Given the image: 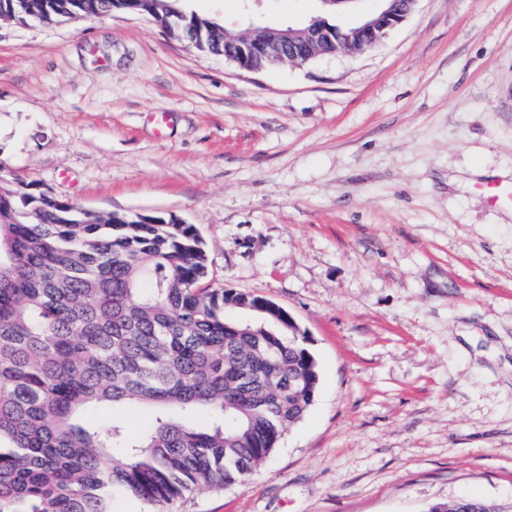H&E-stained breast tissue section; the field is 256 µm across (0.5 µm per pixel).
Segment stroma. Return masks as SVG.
<instances>
[{
    "mask_svg": "<svg viewBox=\"0 0 512 512\" xmlns=\"http://www.w3.org/2000/svg\"><path fill=\"white\" fill-rule=\"evenodd\" d=\"M236 30L319 0H191ZM0 166L194 225L211 287L288 311L319 367L272 456L168 512L512 503V0H418L379 44L248 72L151 20L0 18Z\"/></svg>",
    "mask_w": 512,
    "mask_h": 512,
    "instance_id": "1",
    "label": "stroma"
}]
</instances>
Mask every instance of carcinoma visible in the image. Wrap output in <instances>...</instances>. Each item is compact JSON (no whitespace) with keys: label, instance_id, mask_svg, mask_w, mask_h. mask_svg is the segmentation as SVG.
<instances>
[{"label":"carcinoma","instance_id":"1","mask_svg":"<svg viewBox=\"0 0 512 512\" xmlns=\"http://www.w3.org/2000/svg\"><path fill=\"white\" fill-rule=\"evenodd\" d=\"M188 0H0L45 23L121 11L192 48L261 70L235 33ZM0 174V512H151L249 476L311 406L317 362L288 320L232 289L208 291L192 224L65 203ZM152 409L131 433L122 419Z\"/></svg>","mask_w":512,"mask_h":512}]
</instances>
